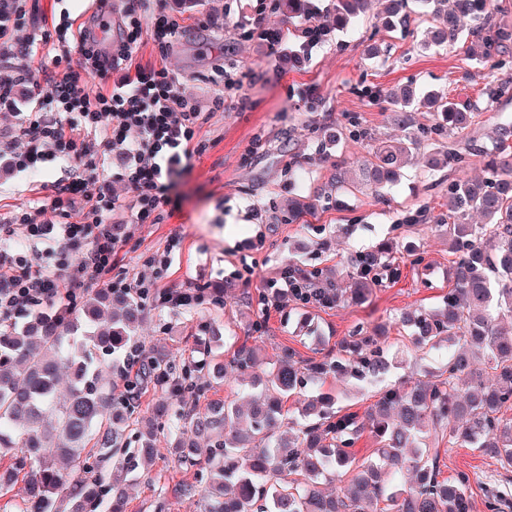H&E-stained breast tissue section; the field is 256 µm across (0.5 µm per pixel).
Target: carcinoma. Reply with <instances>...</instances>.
I'll list each match as a JSON object with an SVG mask.
<instances>
[{"label":"carcinoma","instance_id":"obj_1","mask_svg":"<svg viewBox=\"0 0 512 512\" xmlns=\"http://www.w3.org/2000/svg\"><path fill=\"white\" fill-rule=\"evenodd\" d=\"M433 15L423 46L440 47L464 33L483 44L486 56L508 54L512 29L486 16L487 0H419ZM368 0H336V24L363 13ZM416 94L405 86L390 93L395 124L414 127ZM463 134L479 114L450 98L428 95ZM420 139L411 134L396 146H377L362 162L360 184L378 188L397 180ZM488 176L448 184L447 219L435 221L456 256L454 287L444 305L416 310L400 320L415 353L454 345L446 368L427 371L412 384L379 393L360 418L331 410L320 397L302 411L303 424L277 433L283 400L306 381L328 374L359 381L390 368L379 337L357 329L336 353L320 361L296 359L282 350L264 366L256 345H241L229 365L254 376L261 387L245 429L239 411L221 400L204 409L170 413L171 401L205 396V376L224 377L216 355L177 362L165 350L140 341L147 295L124 288H97L80 308L62 315L39 313L23 327L0 328V497L18 512H126L119 483L157 458L160 430L176 433L175 461L193 474L176 484L173 497L199 495L203 512H469L470 478L439 479L438 450L450 444L479 448L501 468L512 469V337L499 324L512 320V125L499 127L495 148L485 153ZM316 203L293 199L280 210L293 223ZM482 221L473 224L471 213ZM385 251L377 248L350 260L352 297L379 282ZM327 302L339 299L335 285L318 273L306 275ZM156 391L150 415H138L141 398ZM369 428L380 443V462L360 466L349 483L327 493L322 480L341 477L352 463L354 436ZM133 438L138 446L129 447ZM209 443L201 463L195 439ZM407 471L408 485L396 482Z\"/></svg>","mask_w":512,"mask_h":512}]
</instances>
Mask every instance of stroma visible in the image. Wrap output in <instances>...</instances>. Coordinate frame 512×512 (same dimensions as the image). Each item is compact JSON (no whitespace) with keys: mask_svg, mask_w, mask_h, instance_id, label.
Returning <instances> with one entry per match:
<instances>
[{"mask_svg":"<svg viewBox=\"0 0 512 512\" xmlns=\"http://www.w3.org/2000/svg\"><path fill=\"white\" fill-rule=\"evenodd\" d=\"M330 26L326 42L309 61L297 62L290 49L302 40L307 14L273 11L270 0H146L145 19L166 15L183 30L168 49L166 65L181 92L193 97L203 120L196 139L205 150L175 175L157 224L131 223L126 209L106 215L109 224L124 227L116 256L128 280L152 279L156 292L168 295L196 288H219L237 282L223 303L182 310L151 303L141 336L146 346L164 347L184 359L196 348L197 326L211 322L223 336L216 352L231 359L250 334V325L265 321L259 340L268 358L283 349L300 358L318 360L356 329L384 327L382 348L392 365L385 384L401 385L445 364L447 349L416 358L396 324L408 310L441 306L453 287V258L448 243L434 228L408 223L424 210L438 215L445 191L454 179L485 176L483 151L496 143L497 129L512 122V94L490 99L487 87L501 79L484 61L475 38H461L445 48H422L431 24L429 13L409 0L404 27L385 23L386 0H370L365 11L347 26H335L336 0H309ZM252 27L281 29L288 50H272L266 42L246 37ZM377 47L369 55L368 47ZM235 80L227 88V80ZM410 84L418 94L440 92L479 112L473 133L478 147L461 169L427 171L413 156L399 182L373 191H324L335 167L355 173L357 163L378 145L405 140V130L392 124L387 95ZM223 95L227 104L212 110L211 100ZM246 97V108L236 101ZM357 117L365 136L349 137V117ZM18 118L0 112V219L41 204L48 223H62L49 204L75 163L53 161L43 169H13L9 145L18 133ZM320 199L314 214L284 224L272 203L291 198ZM390 241L393 270L363 299H348L350 281L342 270L348 258ZM170 252L167 267L151 262ZM318 271L331 279L345 301L329 306L291 298H265L266 281L288 269ZM328 393L336 409L365 414L379 397L368 381L334 375L296 389L285 404L289 417L318 394ZM159 456L150 472L138 474L129 487L128 512H151L161 490L185 480L167 452V437L156 441ZM443 477L464 473L473 478L471 512H492L483 484L504 485L493 459L477 448L439 445Z\"/></svg>","mask_w":512,"mask_h":512,"instance_id":"35a3bbf8","label":"stroma"}]
</instances>
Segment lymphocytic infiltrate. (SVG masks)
<instances>
[{
	"label": "lymphocytic infiltrate",
	"mask_w": 512,
	"mask_h": 512,
	"mask_svg": "<svg viewBox=\"0 0 512 512\" xmlns=\"http://www.w3.org/2000/svg\"><path fill=\"white\" fill-rule=\"evenodd\" d=\"M26 20V0H0V56L38 59L50 55L55 73L47 83H33L27 91L28 110L20 133L27 141L16 153L19 170L37 169L39 163L60 158L80 162L75 173L57 190L51 207L65 216L62 224L41 220L42 208L15 214L0 225V235L22 230L27 240L44 247L36 262L22 254L0 256V323L45 302L73 311L81 290L102 285L143 288L144 280L129 282L117 273L113 257L118 240L107 213L119 208L118 198L98 189L105 152L124 159L123 180L133 192L128 206L136 224H155L167 206L169 180L185 161L201 154L193 139L201 112L189 97L175 89L164 65H133V53L143 35H151L159 55H166L182 26L176 20L155 18L143 24L140 14L128 11L116 38L102 45L95 33L101 14L89 26L75 31L69 12L52 16L39 37L19 42L13 35ZM84 57L82 69L69 67L71 48ZM120 80H113L114 71ZM98 77L96 92H86L89 77Z\"/></svg>",
	"instance_id": "obj_1"
}]
</instances>
